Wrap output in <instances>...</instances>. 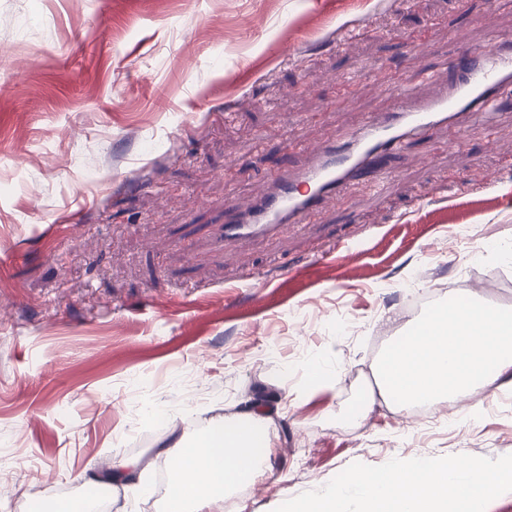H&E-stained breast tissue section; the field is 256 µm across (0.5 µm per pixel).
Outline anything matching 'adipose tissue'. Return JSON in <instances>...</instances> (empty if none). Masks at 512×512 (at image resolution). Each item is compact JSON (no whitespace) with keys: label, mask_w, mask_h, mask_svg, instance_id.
Instances as JSON below:
<instances>
[{"label":"adipose tissue","mask_w":512,"mask_h":512,"mask_svg":"<svg viewBox=\"0 0 512 512\" xmlns=\"http://www.w3.org/2000/svg\"><path fill=\"white\" fill-rule=\"evenodd\" d=\"M376 385L389 405L434 404L469 390L497 395L512 378V314L478 298H452L419 318L379 359ZM269 407L245 403L235 421H214L198 441L173 438L163 449L178 475L163 512L223 507L226 495L255 479L271 459ZM234 449L226 457L225 449Z\"/></svg>","instance_id":"1"}]
</instances>
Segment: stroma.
<instances>
[{
	"instance_id": "stroma-1",
	"label": "stroma",
	"mask_w": 512,
	"mask_h": 512,
	"mask_svg": "<svg viewBox=\"0 0 512 512\" xmlns=\"http://www.w3.org/2000/svg\"><path fill=\"white\" fill-rule=\"evenodd\" d=\"M512 41V0H0V512L96 499L70 473L276 405L269 468L232 512H274L349 465L512 454V387L443 425L361 410L374 366L444 288L512 311V104L387 156L300 233L215 245L308 150L360 132L461 49ZM424 279H415L417 270ZM355 317L366 333L336 331ZM321 357L338 378L310 384ZM224 403L181 408L184 374ZM185 410L179 431L138 420Z\"/></svg>"
}]
</instances>
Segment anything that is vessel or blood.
Segmentation results:
<instances>
[{"mask_svg":"<svg viewBox=\"0 0 512 512\" xmlns=\"http://www.w3.org/2000/svg\"><path fill=\"white\" fill-rule=\"evenodd\" d=\"M425 80L435 85L434 95L407 97L394 111L368 122L351 142L327 143L311 151L303 168L277 178L248 210L225 201L220 230L224 245L298 229L309 223L326 198L351 182L378 174L383 153L411 135L438 124L462 125L477 119L512 89V44H502L489 54L461 56L447 76L429 74Z\"/></svg>","mask_w":512,"mask_h":512,"instance_id":"b4317fda","label":"vessel or blood"}]
</instances>
